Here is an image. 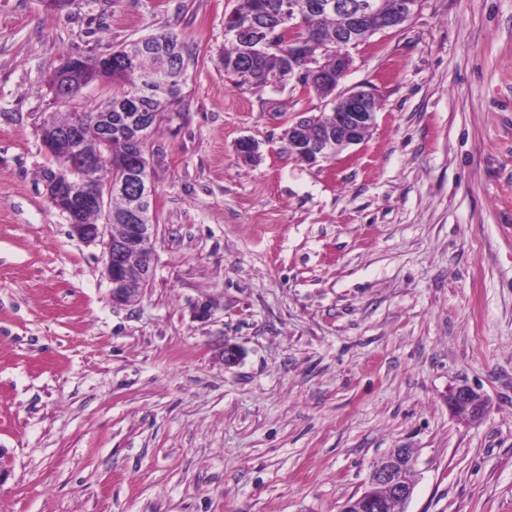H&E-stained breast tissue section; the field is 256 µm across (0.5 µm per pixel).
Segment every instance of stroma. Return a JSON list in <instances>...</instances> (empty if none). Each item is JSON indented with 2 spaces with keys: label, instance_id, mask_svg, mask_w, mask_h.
<instances>
[{
  "label": "stroma",
  "instance_id": "1",
  "mask_svg": "<svg viewBox=\"0 0 512 512\" xmlns=\"http://www.w3.org/2000/svg\"><path fill=\"white\" fill-rule=\"evenodd\" d=\"M241 2L0 0V512H341L393 448L406 512H512V0H420L351 49L376 124L315 164L283 133L325 100L224 70ZM163 32L195 62L147 144L153 276L119 305L39 127L109 94L59 102L64 58ZM448 403L457 410H467L474 417L482 415L486 407L483 396L466 385L454 389L449 394ZM410 453L411 460L407 462ZM417 459L410 448H393L371 469L367 482L382 485L388 488L390 495L399 502L400 506H406L412 498L415 483ZM413 465V476L411 481L404 478L406 467Z\"/></svg>",
  "mask_w": 512,
  "mask_h": 512
}]
</instances>
